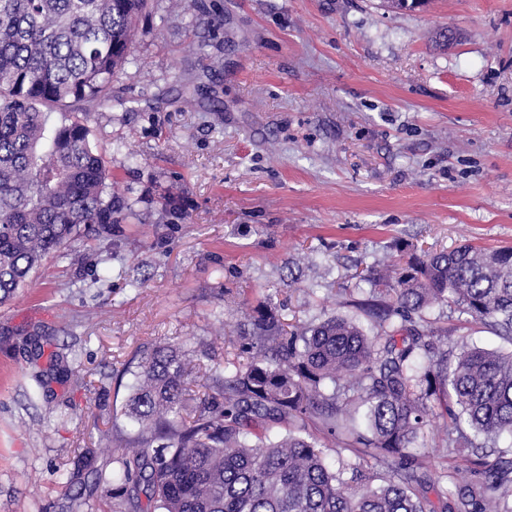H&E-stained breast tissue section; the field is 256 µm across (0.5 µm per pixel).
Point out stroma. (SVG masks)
Listing matches in <instances>:
<instances>
[{"mask_svg":"<svg viewBox=\"0 0 512 512\" xmlns=\"http://www.w3.org/2000/svg\"><path fill=\"white\" fill-rule=\"evenodd\" d=\"M112 94L81 120L135 216L0 306V512H98L117 486L76 457L111 468L147 347L212 371L257 298L358 320L359 271L400 245L512 247V0H154ZM424 318L512 350L456 308Z\"/></svg>","mask_w":512,"mask_h":512,"instance_id":"35a3bbf8","label":"stroma"}]
</instances>
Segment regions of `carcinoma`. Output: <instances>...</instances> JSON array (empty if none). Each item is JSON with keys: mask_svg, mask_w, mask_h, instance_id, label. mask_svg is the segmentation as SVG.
<instances>
[{"mask_svg": "<svg viewBox=\"0 0 512 512\" xmlns=\"http://www.w3.org/2000/svg\"><path fill=\"white\" fill-rule=\"evenodd\" d=\"M150 0H0V305L116 205L90 129ZM62 115L51 123V114ZM360 309L287 328L258 300L238 359L193 374L142 352L114 462L123 512H512V351L463 346L414 316L452 304L512 341V248L411 252L372 269ZM209 394L200 396L194 387ZM443 421L427 451L429 418ZM355 462L334 471L328 443Z\"/></svg>", "mask_w": 512, "mask_h": 512, "instance_id": "carcinoma-1", "label": "carcinoma"}]
</instances>
